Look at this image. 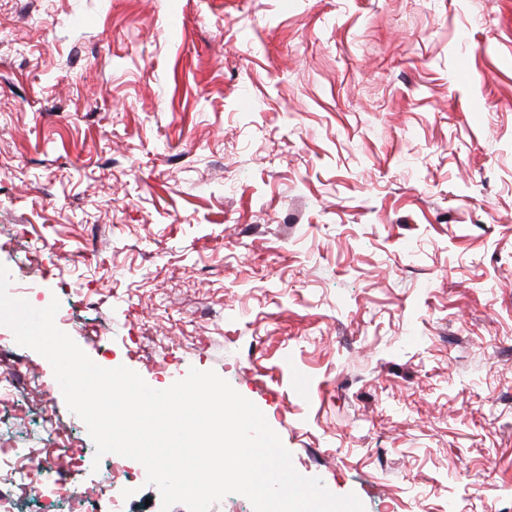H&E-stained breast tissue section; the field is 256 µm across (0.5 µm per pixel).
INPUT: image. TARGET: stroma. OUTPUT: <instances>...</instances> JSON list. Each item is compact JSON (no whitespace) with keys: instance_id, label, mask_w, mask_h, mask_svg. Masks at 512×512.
<instances>
[{"instance_id":"1","label":"stroma","mask_w":512,"mask_h":512,"mask_svg":"<svg viewBox=\"0 0 512 512\" xmlns=\"http://www.w3.org/2000/svg\"><path fill=\"white\" fill-rule=\"evenodd\" d=\"M0 263L365 512H512V0H0Z\"/></svg>"}]
</instances>
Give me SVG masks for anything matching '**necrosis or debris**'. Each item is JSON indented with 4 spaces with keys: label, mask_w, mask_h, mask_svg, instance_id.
Returning <instances> with one entry per match:
<instances>
[{
    "label": "necrosis or debris",
    "mask_w": 512,
    "mask_h": 512,
    "mask_svg": "<svg viewBox=\"0 0 512 512\" xmlns=\"http://www.w3.org/2000/svg\"><path fill=\"white\" fill-rule=\"evenodd\" d=\"M35 373L16 360L9 345L0 340V405L14 402L18 394L31 388ZM95 451L79 447L70 438L62 448H0V459L10 463L0 469V512H22L31 502L53 493L60 512H87L94 496H104L112 503V512H126L124 505L132 481L146 478L144 467L137 461L119 455L104 458L106 475L95 491H88L75 474L92 466Z\"/></svg>",
    "instance_id": "4bbe7bcc"
}]
</instances>
